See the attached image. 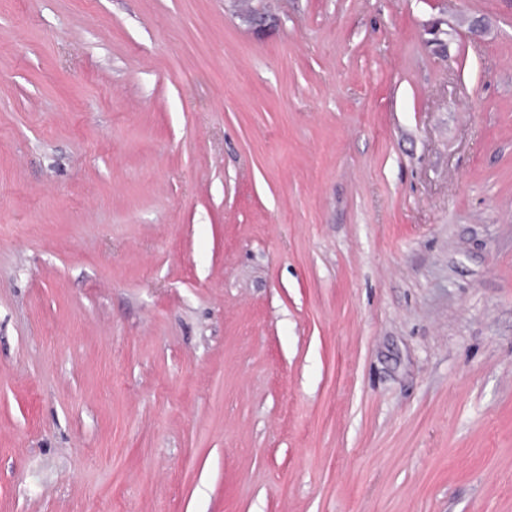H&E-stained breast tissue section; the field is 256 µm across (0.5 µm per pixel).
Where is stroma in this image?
Listing matches in <instances>:
<instances>
[{
  "label": "stroma",
  "instance_id": "35a3bbf8",
  "mask_svg": "<svg viewBox=\"0 0 512 512\" xmlns=\"http://www.w3.org/2000/svg\"><path fill=\"white\" fill-rule=\"evenodd\" d=\"M0 0V512H512V0ZM229 2H232L237 7L238 14L250 24L256 33L263 31L267 26L269 16L261 11V9L253 7V0H232Z\"/></svg>",
  "mask_w": 512,
  "mask_h": 512
}]
</instances>
